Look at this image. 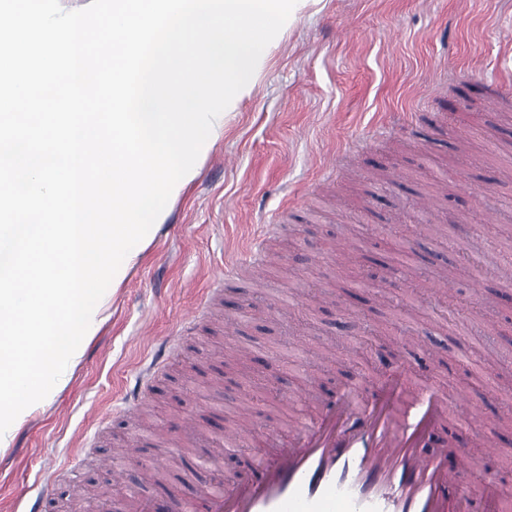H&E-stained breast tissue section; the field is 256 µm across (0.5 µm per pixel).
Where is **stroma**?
<instances>
[{"label": "stroma", "mask_w": 512, "mask_h": 512, "mask_svg": "<svg viewBox=\"0 0 512 512\" xmlns=\"http://www.w3.org/2000/svg\"><path fill=\"white\" fill-rule=\"evenodd\" d=\"M509 72L512 0H301L250 92L225 110L196 177L108 287L65 385L0 450V512H28L49 467L57 491L42 512H124L143 495L193 497L216 468L246 476L256 446L225 454L213 430L242 393L255 398L256 422L288 441L320 400L351 385L372 396L371 379L353 376L367 341L449 401L465 389L485 410L512 408V291L489 272L512 240L501 162L512 153ZM401 221L439 225L408 235L413 270L431 281L452 262L455 288L453 302L422 296L423 312L397 320L390 303L407 283L380 265ZM259 236L261 261L241 265L185 330L199 290L223 278L227 241ZM341 236L358 242L352 263L334 251ZM165 336L170 361L126 409L123 380ZM400 336L429 347H397ZM186 415L200 432L179 428ZM145 425L168 441L119 455ZM431 442L471 458V512L485 484L512 498V433L494 418L450 422Z\"/></svg>", "instance_id": "35a3bbf8"}]
</instances>
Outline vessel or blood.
I'll return each mask as SVG.
<instances>
[{"label":"vessel or blood","mask_w":512,"mask_h":512,"mask_svg":"<svg viewBox=\"0 0 512 512\" xmlns=\"http://www.w3.org/2000/svg\"><path fill=\"white\" fill-rule=\"evenodd\" d=\"M482 413L466 399L449 406L442 392L409 384L401 371L381 381L373 401L347 390L323 403L286 448L271 447L272 433L255 422L235 426L226 446L249 439L261 448L249 476L214 480L177 512H448L451 488L458 512H469L471 496L447 449L427 455L423 447L448 416Z\"/></svg>","instance_id":"1"}]
</instances>
